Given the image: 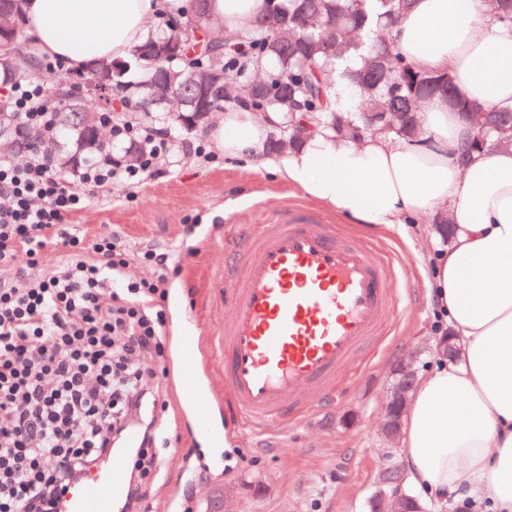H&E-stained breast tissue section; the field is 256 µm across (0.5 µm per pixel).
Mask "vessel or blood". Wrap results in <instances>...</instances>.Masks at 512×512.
I'll list each match as a JSON object with an SVG mask.
<instances>
[{
  "label": "vessel or blood",
  "mask_w": 512,
  "mask_h": 512,
  "mask_svg": "<svg viewBox=\"0 0 512 512\" xmlns=\"http://www.w3.org/2000/svg\"><path fill=\"white\" fill-rule=\"evenodd\" d=\"M224 250L232 309L223 333L224 397H217L200 362L198 327L185 325L176 338L192 430L214 447L224 440L213 420L222 399L254 436L338 404L354 363L394 318L391 278L401 261L295 203L270 223L232 225ZM141 443L140 430L128 428L122 447L70 487L57 512H127L128 455Z\"/></svg>",
  "instance_id": "vessel-or-blood-1"
}]
</instances>
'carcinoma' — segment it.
I'll return each instance as SVG.
<instances>
[{"instance_id": "obj_1", "label": "carcinoma", "mask_w": 512, "mask_h": 512, "mask_svg": "<svg viewBox=\"0 0 512 512\" xmlns=\"http://www.w3.org/2000/svg\"><path fill=\"white\" fill-rule=\"evenodd\" d=\"M413 0H282L250 30L251 60L271 65L266 92L249 88L241 102L256 112H286L288 129L270 142L277 154L294 150L308 134L300 127L310 119L340 134H383L414 141L422 134L420 105L441 97L448 106L465 114L481 113L475 124L472 152L512 149V105L488 107L459 98L448 71L417 69L381 36V29L403 17ZM206 0L194 5L180 24L192 25L184 54L174 60L156 61L153 42L171 35L175 23L160 36L141 43L143 55L135 59L140 80L157 78L163 69L189 71L209 63L215 51L227 56L229 39L206 13ZM484 14L494 23L512 25V0H482ZM236 38L241 47L247 42ZM31 67L24 54H0V70L16 75ZM109 83L124 93L131 112H140L132 83L111 76ZM98 110L84 100L69 99L61 113V130L69 149L57 155L59 168L75 163L77 152L95 140L88 118Z\"/></svg>"}]
</instances>
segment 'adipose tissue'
<instances>
[{"label":"adipose tissue","mask_w":512,"mask_h":512,"mask_svg":"<svg viewBox=\"0 0 512 512\" xmlns=\"http://www.w3.org/2000/svg\"><path fill=\"white\" fill-rule=\"evenodd\" d=\"M156 7V0H24L23 13L42 55L79 67L130 56ZM206 8L215 25L240 32L267 4L207 0ZM387 35L420 69L450 70L458 97L512 104V26L489 23L479 0H414ZM420 118L424 143L321 127L280 166L266 143L287 127V113L231 111L210 137L225 156L280 173L368 230L451 209V242L430 286L460 356L419 374L402 463L410 485L440 502L464 489L489 497L492 512H512V149L464 158L472 128L443 100L425 102Z\"/></svg>","instance_id":"obj_1"}]
</instances>
